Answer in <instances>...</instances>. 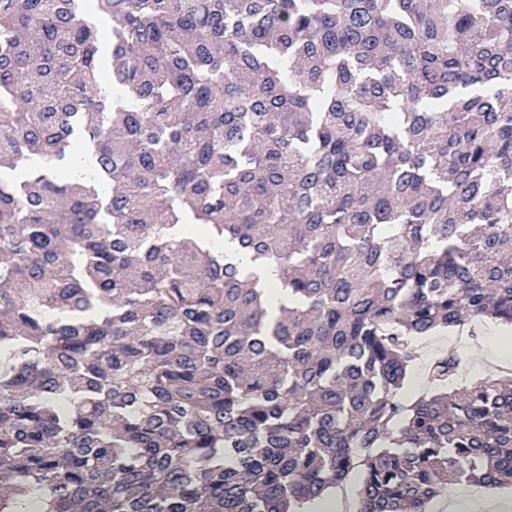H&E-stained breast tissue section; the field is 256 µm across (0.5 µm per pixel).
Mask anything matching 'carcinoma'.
I'll return each mask as SVG.
<instances>
[{
    "label": "carcinoma",
    "mask_w": 512,
    "mask_h": 512,
    "mask_svg": "<svg viewBox=\"0 0 512 512\" xmlns=\"http://www.w3.org/2000/svg\"><path fill=\"white\" fill-rule=\"evenodd\" d=\"M86 2L0 0V512L511 485L512 373L398 394L512 326V0ZM416 350L417 360L404 391L398 396L405 404L434 390L427 365L440 353L452 350L461 358V370L454 379V387H464L485 377L496 365H512V327L490 320L473 321L463 329L437 332L419 340Z\"/></svg>",
    "instance_id": "cac0c4a2"
}]
</instances>
